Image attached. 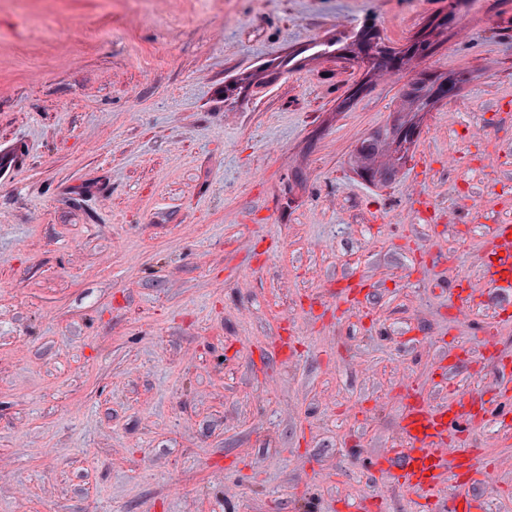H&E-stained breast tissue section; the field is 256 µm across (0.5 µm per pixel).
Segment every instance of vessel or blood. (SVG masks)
<instances>
[{
	"mask_svg": "<svg viewBox=\"0 0 512 512\" xmlns=\"http://www.w3.org/2000/svg\"><path fill=\"white\" fill-rule=\"evenodd\" d=\"M475 260L486 288L512 295V224L492 221L486 250L477 254ZM470 419L467 403L462 399L440 407L425 401L414 404L401 425L405 447L385 449L375 465L376 471L399 477L420 496L446 482L457 484L458 491L451 497V504H462L475 512L480 502L468 486L480 479H490L488 466L478 465L468 452L461 451L455 456V467L449 469L436 454L438 448L446 445L449 435L459 431L461 423Z\"/></svg>",
	"mask_w": 512,
	"mask_h": 512,
	"instance_id": "b4317fda",
	"label": "vessel or blood"
}]
</instances>
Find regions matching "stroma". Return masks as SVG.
Here are the masks:
<instances>
[{"label":"stroma","mask_w":512,"mask_h":512,"mask_svg":"<svg viewBox=\"0 0 512 512\" xmlns=\"http://www.w3.org/2000/svg\"><path fill=\"white\" fill-rule=\"evenodd\" d=\"M464 180L512 222V0H0V512H438L372 463L472 394L471 492L512 512V304L449 302ZM389 134L390 132L388 130H385L384 133L365 140L367 146L365 152L361 157L362 160L364 161V169L366 170L367 173L370 172L371 176H374L375 174H379L380 176H386V174L388 173L387 169H375L374 162L378 156H381L384 154V152H386L385 146L387 145Z\"/></svg>","instance_id":"35a3bbf8"}]
</instances>
